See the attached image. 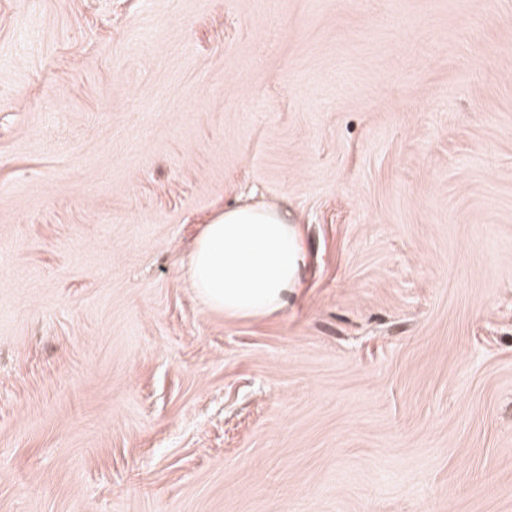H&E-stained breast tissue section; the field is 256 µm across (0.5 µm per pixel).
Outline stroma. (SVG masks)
Instances as JSON below:
<instances>
[{"mask_svg": "<svg viewBox=\"0 0 512 512\" xmlns=\"http://www.w3.org/2000/svg\"><path fill=\"white\" fill-rule=\"evenodd\" d=\"M0 512H512V0H0ZM297 222L275 206L225 208L194 240L189 275L198 298L227 317L279 311L306 260Z\"/></svg>", "mask_w": 512, "mask_h": 512, "instance_id": "35a3bbf8", "label": "stroma"}]
</instances>
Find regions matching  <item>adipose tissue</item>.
Segmentation results:
<instances>
[{"label":"adipose tissue","mask_w":512,"mask_h":512,"mask_svg":"<svg viewBox=\"0 0 512 512\" xmlns=\"http://www.w3.org/2000/svg\"><path fill=\"white\" fill-rule=\"evenodd\" d=\"M305 260L302 231L287 211L244 203L203 225L192 246L189 275L210 309L260 318L285 305Z\"/></svg>","instance_id":"adipose-tissue-1"}]
</instances>
